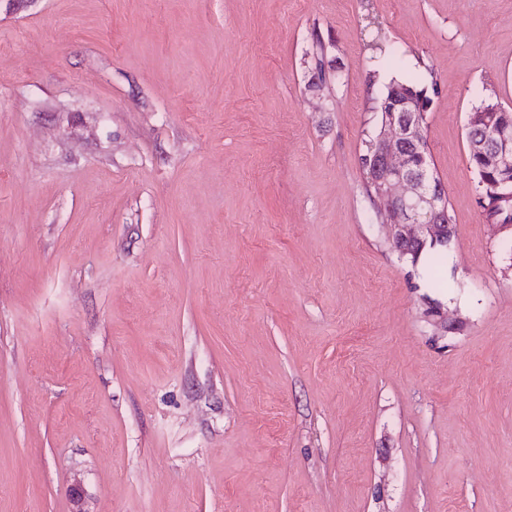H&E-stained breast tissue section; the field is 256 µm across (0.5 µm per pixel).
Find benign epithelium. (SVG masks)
<instances>
[{
	"mask_svg": "<svg viewBox=\"0 0 512 512\" xmlns=\"http://www.w3.org/2000/svg\"><path fill=\"white\" fill-rule=\"evenodd\" d=\"M432 104V98L415 89L402 102L393 91L385 95L379 129L366 156L389 238L404 255L427 244L446 246L453 238V225L445 222L446 191L423 146V121ZM467 127L473 151L503 176L512 175V124L492 109H480L471 113Z\"/></svg>",
	"mask_w": 512,
	"mask_h": 512,
	"instance_id": "1",
	"label": "benign epithelium"
}]
</instances>
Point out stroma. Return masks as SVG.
<instances>
[{"instance_id":"obj_1","label":"stroma","mask_w":512,"mask_h":512,"mask_svg":"<svg viewBox=\"0 0 512 512\" xmlns=\"http://www.w3.org/2000/svg\"><path fill=\"white\" fill-rule=\"evenodd\" d=\"M394 79L456 225L415 261L360 162ZM488 102L512 0H0V512H512Z\"/></svg>"}]
</instances>
